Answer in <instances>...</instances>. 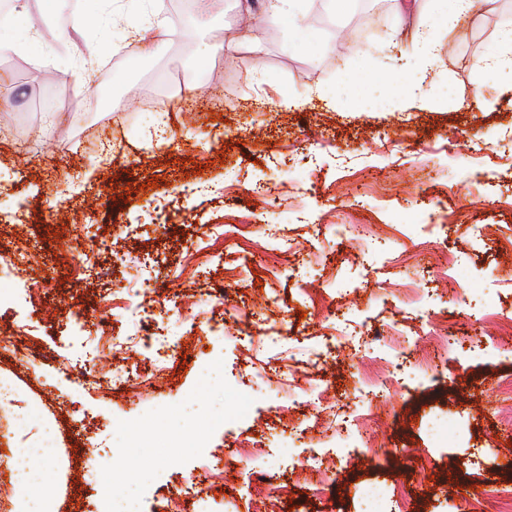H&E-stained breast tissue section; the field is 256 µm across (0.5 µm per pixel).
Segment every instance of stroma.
<instances>
[{
  "label": "stroma",
  "mask_w": 512,
  "mask_h": 512,
  "mask_svg": "<svg viewBox=\"0 0 512 512\" xmlns=\"http://www.w3.org/2000/svg\"><path fill=\"white\" fill-rule=\"evenodd\" d=\"M365 0H296L306 28L288 23L246 28L257 0H219L211 13L188 10L181 35H167L150 55L126 46L127 22L151 16L155 0H27L0 12V36L14 40L21 61L0 71L15 88L0 112V254L21 238L37 254L38 322L17 280L0 277V373L12 378L35 415L45 417L66 460L60 512H100L104 477L121 469L139 482L140 512L166 503L206 467L221 464L207 494L190 512H365L366 489L386 482L380 512H472L484 490L512 492V342L474 350L472 340L512 317V92L477 62L512 27V0H497L494 19L475 13L454 25L431 24L432 0L392 11L366 43L343 48ZM323 6L328 23L314 22ZM81 13L85 34L54 38L66 10ZM97 51L80 53L84 36ZM426 40L436 64L421 70L403 54ZM208 68L219 103L183 97L168 108L161 89L171 68ZM112 86L97 98L95 79ZM418 82L419 101L396 106L399 88ZM320 87L326 99L297 110L267 99L301 96ZM466 221L454 224L449 210ZM250 223L237 243L208 238L212 224ZM275 224L302 258H283L265 236ZM500 225L495 240L474 229ZM112 234L111 252L97 249L95 226ZM84 240L97 272L76 282L70 250ZM214 260L193 278H175L189 242ZM396 256L393 264L385 255ZM153 262L150 314L160 332L188 355L169 385L136 398L84 385L59 372L57 358L87 348L112 292L135 287L124 257ZM322 291L303 297L306 283ZM232 288L237 310L260 312L241 341L195 337L222 314L208 306L174 309L176 296ZM278 301L265 305L267 295ZM480 317H473L474 304ZM354 334L347 349L332 335L335 310ZM447 310L452 332L446 370L423 360L431 345L399 347L393 329L410 314ZM82 313L83 331L70 313ZM28 328L42 354L40 373L15 358ZM282 328L283 340H259ZM404 363L407 378L372 398L371 415L353 417L361 396L354 383L378 380ZM276 367L278 391L256 392L249 378ZM327 390L337 413H348L327 454L338 467L319 495L299 491L293 463L318 435L313 400ZM193 400L224 421L194 423L199 446L179 445L167 410ZM287 434L285 447L260 457L227 451ZM106 449L94 473L83 460ZM364 460L344 472L345 458ZM277 472L275 480L266 475ZM472 488L462 498L456 491Z\"/></svg>",
  "instance_id": "obj_1"
}]
</instances>
